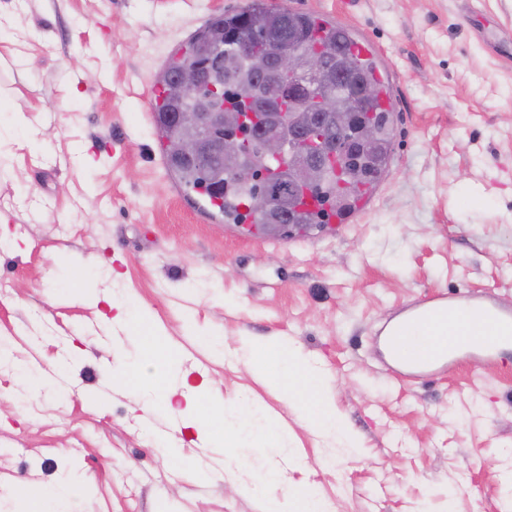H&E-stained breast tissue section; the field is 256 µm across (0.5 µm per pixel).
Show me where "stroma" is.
<instances>
[{"mask_svg":"<svg viewBox=\"0 0 512 512\" xmlns=\"http://www.w3.org/2000/svg\"><path fill=\"white\" fill-rule=\"evenodd\" d=\"M247 2L0 0V124L40 132L0 141V347L17 362L0 368V512H266L309 484L335 512H506L512 348L416 378L379 333L440 294L512 308V0H266L368 36L393 73L373 207L290 237L238 234L188 196L147 96L175 46ZM112 304L207 378L210 442L114 379L153 368ZM289 343L342 431L260 374ZM273 467L280 486L252 490Z\"/></svg>","mask_w":512,"mask_h":512,"instance_id":"1","label":"stroma"}]
</instances>
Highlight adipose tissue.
<instances>
[{
  "label": "adipose tissue",
  "mask_w": 512,
  "mask_h": 512,
  "mask_svg": "<svg viewBox=\"0 0 512 512\" xmlns=\"http://www.w3.org/2000/svg\"><path fill=\"white\" fill-rule=\"evenodd\" d=\"M132 327L142 333L145 356L156 370L149 383L151 409H176L181 420L195 429L200 440H208L213 412L203 406L206 383H190L189 371L180 368L178 351L157 331L147 330L139 320L134 321ZM411 333L417 338L418 352L431 355L496 335L497 330L477 317H446L433 323L414 324ZM277 355L278 368L271 379L284 399L300 407L311 427L341 428L335 405L325 392L322 371L304 360L295 347L281 348ZM176 396L181 397V405H172L171 400Z\"/></svg>",
  "instance_id": "adipose-tissue-1"
}]
</instances>
